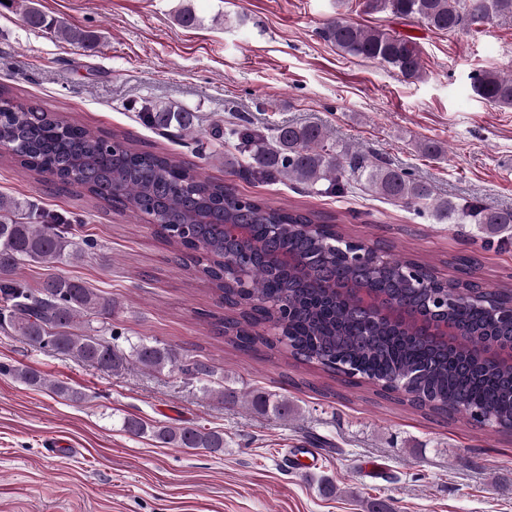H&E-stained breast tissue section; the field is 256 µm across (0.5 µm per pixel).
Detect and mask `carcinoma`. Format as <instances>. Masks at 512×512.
<instances>
[{
    "instance_id": "cac0c4a2",
    "label": "carcinoma",
    "mask_w": 512,
    "mask_h": 512,
    "mask_svg": "<svg viewBox=\"0 0 512 512\" xmlns=\"http://www.w3.org/2000/svg\"><path fill=\"white\" fill-rule=\"evenodd\" d=\"M372 12L389 11L401 18L418 16L431 28L453 33L485 19L512 20V0H365ZM28 26L53 31L57 37L84 45L94 35L47 20L26 8ZM323 37L351 56L377 60L406 79L423 75L416 42L384 29H368L336 17ZM473 89L493 106H512V71H488L474 79ZM148 126L192 134L194 112L145 109ZM224 138L247 153L248 172L256 180H288L317 193L341 194L355 185L373 189L408 206L433 203L436 215L452 224L474 217L494 234L512 224V210L464 205L435 197L431 185L411 178L359 150L337 148L319 126H281L267 133L244 124L224 127ZM0 152L25 172L61 184H73L92 198L136 216L154 220L153 233L180 258L190 262L210 285L221 311L209 315L224 341L244 353L283 348L297 361L313 363L336 374V363L357 371L381 390L393 392L403 383L401 402L426 415L462 412L492 418L499 431L512 435V369L487 368L464 349L450 350L427 337L416 320L394 327L371 318L338 288H367L414 317L431 314L438 293L429 264L395 257L385 264L349 256L347 235L317 212L273 207L260 199L240 197L235 188L202 176L172 153L140 151L129 139L108 138L78 123L65 112H50L22 103L0 89ZM24 202L0 195V329L24 343L49 349L100 371L118 375L132 368L176 369L185 378L201 380L210 367L179 358L176 349L142 340L124 348L122 335L108 327L78 331L86 316H112V300L79 279L56 275L32 287L20 278L26 263L64 264L81 256L85 242L70 235L65 220L40 216L25 221ZM249 225L248 237L224 239V225ZM241 263L250 271L249 291L224 286V262ZM461 294L447 314L456 332L473 344L488 334L512 336V286L485 290L459 280ZM27 386L49 388L73 402L84 394L55 383L40 372L0 365ZM203 392L222 404H243L280 419L292 416L288 399L224 384ZM127 433L150 435L161 445L224 452V433L205 427L150 425L126 418Z\"/></svg>"
}]
</instances>
